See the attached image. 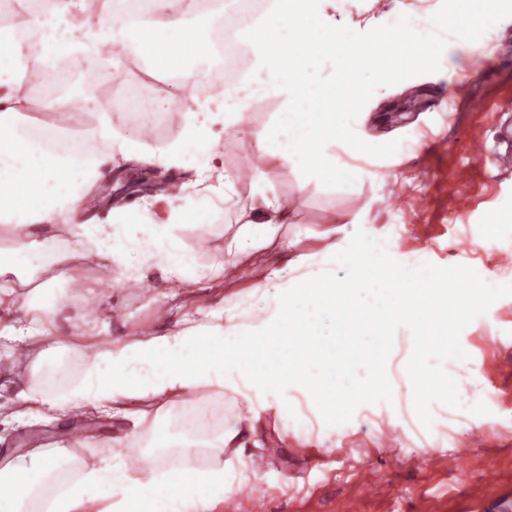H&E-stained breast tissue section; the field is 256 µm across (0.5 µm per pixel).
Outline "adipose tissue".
<instances>
[{"label":"adipose tissue","instance_id":"ef3b65f1","mask_svg":"<svg viewBox=\"0 0 512 512\" xmlns=\"http://www.w3.org/2000/svg\"><path fill=\"white\" fill-rule=\"evenodd\" d=\"M19 2L25 21L0 30V228L12 238L0 248V312L10 316L4 355L31 359L15 381L16 399L28 409L58 420L110 417L122 428L103 447L66 435L15 456L0 467V512H224L270 448L292 439L317 449L336 432L319 401L299 405L305 388L295 372L261 365L252 344L282 336L288 320L316 304L300 287H336L340 266L382 268L402 296L433 311L434 299L416 290L429 278L426 253L396 265L389 242L362 233L339 242L330 224L318 233L320 249L282 266L269 260L273 248L292 246L284 234L288 208L269 187L270 170L295 166L305 185L321 176L306 164L307 149L326 162L329 143L348 154L367 151L346 124L320 128L309 141L276 125L253 132L254 86L268 85L285 113L316 93L302 67L267 51L269 33L283 43L295 36L298 17L284 0H267L258 17L214 15L207 0H148L139 12L128 0ZM147 37L167 51L143 58L144 68L178 65L187 90L180 129L166 139L145 124L125 134L122 113L99 97L121 53ZM220 40L241 53L215 61ZM26 93L59 115L48 135L22 127ZM77 108L91 120L71 125ZM231 131L252 139L260 164L250 218L229 238L224 216L243 206L224 171ZM108 163L197 179L113 206L102 221L86 200L102 192ZM205 214L211 223L196 246L186 245L192 220ZM55 264L67 265L74 280L96 270L120 288L157 281L160 304L176 318L106 343L91 330L63 334L57 318L66 301L51 283L31 286ZM241 270L256 279L222 294L225 279ZM22 287L29 293L21 302ZM184 290L217 296L185 312Z\"/></svg>","mask_w":512,"mask_h":512}]
</instances>
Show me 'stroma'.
<instances>
[{
	"mask_svg": "<svg viewBox=\"0 0 512 512\" xmlns=\"http://www.w3.org/2000/svg\"><path fill=\"white\" fill-rule=\"evenodd\" d=\"M393 0H336L326 13L334 24L372 26L395 21ZM468 79L465 96H449L459 79ZM446 98L444 111L427 110L429 99ZM512 122V18L490 28L471 45L448 40L438 72L379 88L357 119L361 138L373 147L362 158L344 157L360 171L343 190L313 183L297 186L290 167L271 173L275 192L289 203L295 219L288 235L297 249L320 248L315 232L327 224H356L392 244L393 261L406 264L426 250L429 264L472 268L489 284L512 283V170L499 168L463 149L480 138L494 146L500 127ZM258 160L251 141L229 136L224 171L249 198ZM156 283L145 288H112L104 297L119 306L123 319H101V340L132 335L157 324ZM461 344L476 371L468 383L484 408L470 415L468 428L484 430L478 447L484 464L473 474L468 461L454 470L427 467L430 456L451 455L463 436L448 424L445 446L433 449L402 429L376 433L364 417L336 428V445L305 456L279 448L262 463L261 480L250 487L268 512H512V296L498 299L492 321H474ZM0 408L12 413L0 425V455H15L55 440L70 422L27 415L15 389L0 375ZM466 427V428H467ZM379 471L376 489L352 500L347 487L363 469Z\"/></svg>",
	"mask_w": 512,
	"mask_h": 512,
	"instance_id": "stroma-1",
	"label": "stroma"
}]
</instances>
